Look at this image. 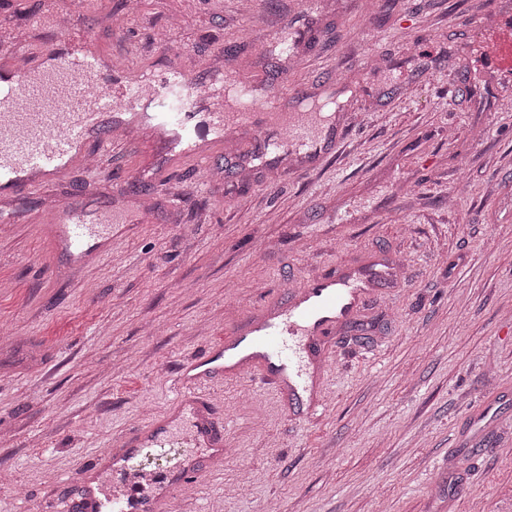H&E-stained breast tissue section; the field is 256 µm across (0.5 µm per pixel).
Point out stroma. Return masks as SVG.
Returning <instances> with one entry per match:
<instances>
[{"instance_id": "1", "label": "stroma", "mask_w": 512, "mask_h": 512, "mask_svg": "<svg viewBox=\"0 0 512 512\" xmlns=\"http://www.w3.org/2000/svg\"><path fill=\"white\" fill-rule=\"evenodd\" d=\"M44 0H0L22 54L54 33ZM503 0H85L73 33L113 67L167 64L337 101L313 171L241 180L117 145L30 195L88 216L150 212L75 271L31 225L0 233V512H65L75 474L160 412L171 379L270 297L386 256L392 283L326 343V408L290 412L253 375L217 383L228 448L164 512H512V80L469 51ZM498 417L473 449L488 384Z\"/></svg>"}]
</instances>
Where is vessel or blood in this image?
Wrapping results in <instances>:
<instances>
[{"mask_svg": "<svg viewBox=\"0 0 512 512\" xmlns=\"http://www.w3.org/2000/svg\"><path fill=\"white\" fill-rule=\"evenodd\" d=\"M481 57L490 72L512 75L511 15L501 18ZM198 87L193 76L170 70L149 89L143 80L109 75L96 55L79 51L44 53L37 71L12 68L10 77L0 76V190L47 187L85 168L87 141L108 152L116 131L131 130L128 116L141 113L200 168L209 166L225 134L245 128L253 131L261 155L274 162L294 157L302 169L316 167L336 145L335 126L320 113L289 111L287 88L269 93L261 112L246 110L238 99L228 111L198 112ZM38 230L80 265L112 250L111 225L89 223L62 206ZM391 276L388 261L376 258L306 278L287 299L269 298L224 339L183 361L165 410L125 431L80 469L76 512H162L177 489L206 471L224 449V425L205 391L208 382L260 371L302 411L323 410L317 376L328 358L326 337Z\"/></svg>", "mask_w": 512, "mask_h": 512, "instance_id": "vessel-or-blood-1", "label": "vessel or blood"}]
</instances>
